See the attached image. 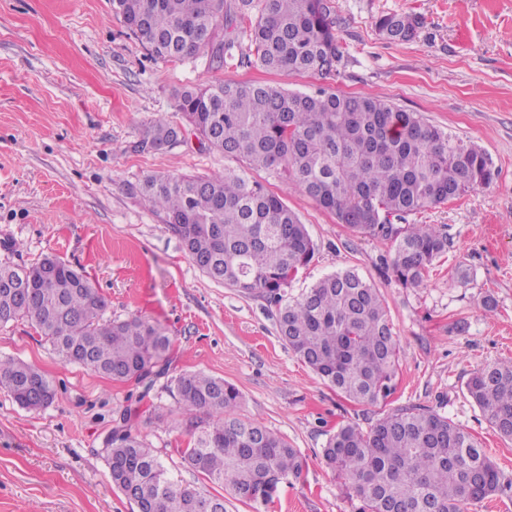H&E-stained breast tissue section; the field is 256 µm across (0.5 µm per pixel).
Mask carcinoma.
I'll list each match as a JSON object with an SVG mask.
<instances>
[{"instance_id":"carcinoma-1","label":"carcinoma","mask_w":512,"mask_h":512,"mask_svg":"<svg viewBox=\"0 0 512 512\" xmlns=\"http://www.w3.org/2000/svg\"><path fill=\"white\" fill-rule=\"evenodd\" d=\"M240 19H224V0H112L124 26L154 59L211 53L220 65L255 64L269 72H338L343 47L329 0H239ZM422 19L391 13L376 21L393 42H408ZM250 55L236 57L238 41ZM175 110L208 148L242 162L207 176L154 172L127 185L155 212L190 262L211 280L277 308L288 349L345 398L374 405L395 390L400 347L379 289L352 269L319 278L297 298L286 288L312 261L306 225L250 172L276 170L290 185L332 212L352 231L391 244L389 268L418 288L448 250V236L407 217L490 184L487 155L415 112L376 97L321 89L289 92L268 83L190 86ZM178 124L143 126L138 153L178 144ZM107 300L79 270L46 256L28 267L0 263V326L31 323L65 362L114 382L134 381L149 393L166 373L171 338L138 315L105 318ZM172 384L175 411L185 418L187 466L244 502L267 504L279 485L301 477L305 459L283 437L239 418V390L204 372ZM469 398L497 432L512 440V361L486 365L465 383ZM38 411L56 385L38 367L0 358V391ZM326 466L348 483L366 512H463L468 504L508 492L512 477L463 426L438 411L409 406L364 430L341 426L322 450ZM109 476L142 512H208L224 496L185 486L144 438L123 425L106 444Z\"/></svg>"}]
</instances>
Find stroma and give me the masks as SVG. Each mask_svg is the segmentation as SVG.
Returning <instances> with one entry per match:
<instances>
[{
  "label": "stroma",
  "mask_w": 512,
  "mask_h": 512,
  "mask_svg": "<svg viewBox=\"0 0 512 512\" xmlns=\"http://www.w3.org/2000/svg\"><path fill=\"white\" fill-rule=\"evenodd\" d=\"M346 48L336 75L216 67L208 52L152 60L112 11V0H0V262L54 255L106 297L107 318L139 314L171 336L168 376L151 392L59 359L25 321L0 326V357L38 366L54 380L39 411L0 392V512H133L108 475L104 440L130 415L133 430L183 484L185 424L171 377L203 371L242 394L241 417L282 435L306 460L273 504L243 502L222 487L225 512H363L323 461L329 434L369 426L392 409L420 405L465 427L512 475L502 438L465 389L470 373L512 359V0H330ZM412 13L417 37L394 43L375 28ZM267 82L289 91L332 89L378 97L481 148L496 177L486 187L409 216L443 226L448 252L419 288L401 285L383 260L390 244L351 232L285 175L254 172L306 225L317 245L289 284L296 296L325 274L351 268L379 289L400 345L397 389L375 405L336 394L284 344L275 309L214 282L127 186L162 171L210 175L237 168L193 133L173 148L139 154L144 124L178 123L187 86ZM497 310L485 315L482 302Z\"/></svg>",
  "instance_id": "35a3bbf8"
}]
</instances>
